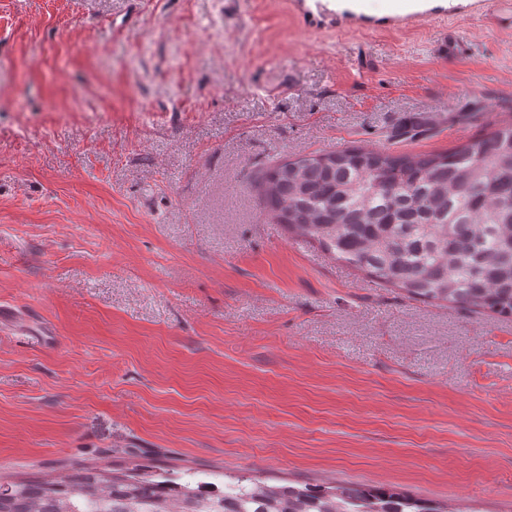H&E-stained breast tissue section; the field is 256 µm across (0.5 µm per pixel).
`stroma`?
<instances>
[{
  "label": "stroma",
  "instance_id": "obj_1",
  "mask_svg": "<svg viewBox=\"0 0 512 512\" xmlns=\"http://www.w3.org/2000/svg\"><path fill=\"white\" fill-rule=\"evenodd\" d=\"M451 2L401 28L362 0L364 28L302 0H0V476L136 458L512 512V319L405 298L253 189L289 155L512 120V29Z\"/></svg>",
  "mask_w": 512,
  "mask_h": 512
}]
</instances>
